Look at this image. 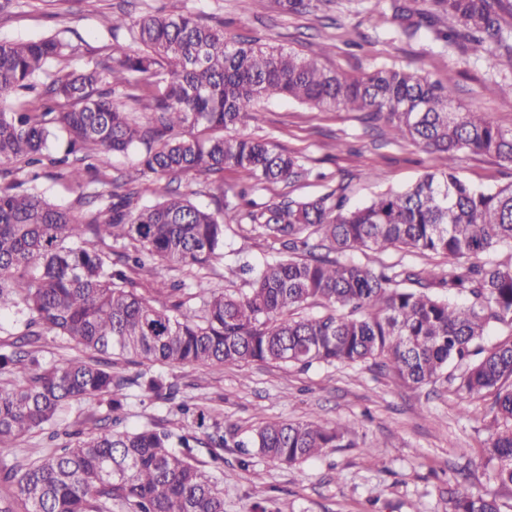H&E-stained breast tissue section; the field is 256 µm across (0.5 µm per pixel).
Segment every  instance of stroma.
Returning a JSON list of instances; mask_svg holds the SVG:
<instances>
[{"instance_id":"35a3bbf8","label":"stroma","mask_w":512,"mask_h":512,"mask_svg":"<svg viewBox=\"0 0 512 512\" xmlns=\"http://www.w3.org/2000/svg\"><path fill=\"white\" fill-rule=\"evenodd\" d=\"M387 9V0H331L315 15L280 13L270 0H256L247 13L236 0H0V41L59 38L73 49L67 70L80 71L128 42L126 32H108L103 15L134 19L146 13L190 12L209 24H225L228 35L244 34L308 55L329 46V54H321L322 64L345 74L381 65L406 69L448 85L462 108L488 113L498 125L512 128V100L498 89L500 83L512 82V58L502 57L492 70L462 46L448 48L425 36L390 38L376 25ZM362 129L358 113L323 112L286 99L262 104L249 126L255 136L302 151L307 164L329 180L347 182L353 207L381 190L406 187L440 165L436 155L412 143L384 147ZM135 165L134 156H113L111 167L85 172L79 186L48 165L34 171L2 163L0 188L18 183L77 213L83 189H101L117 171L130 172ZM375 170L383 172V180L372 179ZM458 172L482 188L512 183L511 166L483 155L463 154ZM281 250L279 241L234 226L225 233L223 260L205 274L216 287L239 288V256L258 266L278 258ZM114 368L127 375H164L178 383L177 401L221 414L245 431L264 421L319 419L354 430L356 447L330 448L321 458L294 466L256 454L247 472L239 466V449H224V467L214 474L224 494V512H448L449 479L462 467L479 468L487 403L462 402L445 383L413 389L392 372L365 365L170 367L119 359ZM176 403L132 388L125 427H180ZM107 412L102 398L73 403L58 413L53 430L62 434L89 428Z\"/></svg>"}]
</instances>
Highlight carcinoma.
I'll return each instance as SVG.
<instances>
[{"instance_id":"cac0c4a2","label":"carcinoma","mask_w":512,"mask_h":512,"mask_svg":"<svg viewBox=\"0 0 512 512\" xmlns=\"http://www.w3.org/2000/svg\"><path fill=\"white\" fill-rule=\"evenodd\" d=\"M319 0H273L282 12L312 13ZM378 25L400 38L429 36L448 46L467 43L495 68L499 50L512 51V0H430L417 12L391 0ZM136 44L113 48L103 65L112 84L135 88L131 106L99 87L100 73L50 71L67 58L55 38L0 41V160L29 165L55 131L67 134L58 176L83 185L88 158L108 166L115 154L133 153L135 175L125 191L97 193L94 209L80 216L34 189H0V315L27 317L14 350L0 366L23 383L0 382V457L27 433L45 430L62 408L92 397L108 398V414L72 448L54 451L20 477L7 471L16 490L0 496V512H106L117 501L127 512H224V496L196 462L195 444L211 448V466L235 442L273 461L295 465L328 448H351L348 427L327 421H272L243 440L240 427L182 402L179 413L193 431L165 427L122 428L128 389L173 401L177 384L162 375L134 378L112 370V356H132L169 366L243 367L255 362L307 368L313 364L385 367L404 383L421 387L442 379L469 399H490L488 440L482 465L494 488L476 491L467 480L448 489V512H504L512 508V332L488 340L492 323L512 329V262L489 256L512 248V183L480 189L457 174L461 153L512 166V129L485 112L454 105L448 87L401 68L376 67L347 75L318 58L259 44L192 13L147 14L136 20L106 16ZM164 76L163 87L141 92L138 78ZM38 105L22 96L37 89ZM65 98L58 112L47 101ZM288 99L324 112H360L384 121L389 143L410 141L442 160L441 168L415 183L388 189L369 202L345 208L347 186L306 166L301 152L255 138L244 130L257 107ZM247 181L228 188L224 168ZM218 179L216 207L202 209L171 188L182 175ZM316 178L322 190L300 196L291 188ZM166 181L160 198L140 203L134 183ZM290 191L272 202L253 195L270 185ZM281 241L288 256L253 270L241 291L216 288L199 275L195 293L157 307L138 291L128 272L158 261L155 272L179 266L197 273L224 257V219ZM121 243L111 257L97 244ZM401 249L441 256L438 269L402 260L369 267L357 250ZM320 305V316H302ZM52 334L96 359L70 358L42 369L29 346Z\"/></svg>"}]
</instances>
